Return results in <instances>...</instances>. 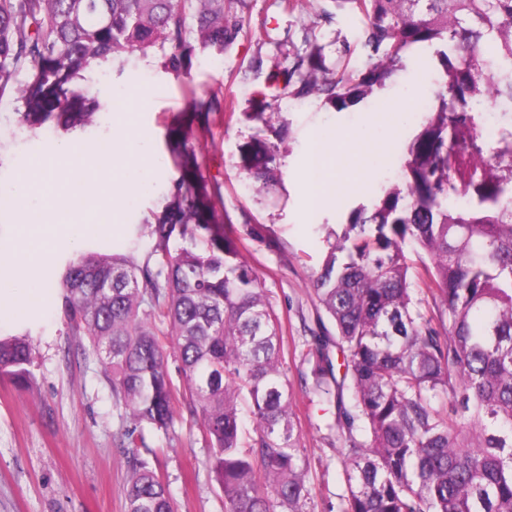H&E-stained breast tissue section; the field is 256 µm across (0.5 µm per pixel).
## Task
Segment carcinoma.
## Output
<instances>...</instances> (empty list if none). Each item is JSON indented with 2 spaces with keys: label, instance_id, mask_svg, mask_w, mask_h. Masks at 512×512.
Instances as JSON below:
<instances>
[{
  "label": "carcinoma",
  "instance_id": "1",
  "mask_svg": "<svg viewBox=\"0 0 512 512\" xmlns=\"http://www.w3.org/2000/svg\"><path fill=\"white\" fill-rule=\"evenodd\" d=\"M330 2L364 17L362 43L377 61L334 74L311 42L290 67L269 73L280 94L322 97L341 111L384 85L410 51L444 46L438 104L410 143L401 184L350 213L315 279L336 336L313 337L305 360L317 404L336 407L347 486L339 512H512V124L490 153L481 132L485 102H512V0ZM243 7L0 0V98L14 97L30 130L89 127L98 103L81 84L86 73L156 47L164 68L179 72L195 49L220 51L245 34ZM272 114L263 96L249 117L268 124ZM190 138L189 122L170 129L182 180L155 218L157 270L123 254L83 253L62 276V305L134 422L123 451L125 512H173L143 426L168 433L183 401L201 420L224 512H303L312 487L280 321L221 224V190L203 183V149ZM276 151L261 136L241 147L259 192L276 183ZM176 230L186 245L172 253ZM408 241L428 257L413 278ZM159 323L180 361L181 390ZM332 342L344 355L340 381ZM33 363L26 337L0 339L1 376L24 387Z\"/></svg>",
  "mask_w": 512,
  "mask_h": 512
}]
</instances>
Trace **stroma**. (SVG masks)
<instances>
[{"instance_id":"1","label":"stroma","mask_w":512,"mask_h":512,"mask_svg":"<svg viewBox=\"0 0 512 512\" xmlns=\"http://www.w3.org/2000/svg\"><path fill=\"white\" fill-rule=\"evenodd\" d=\"M323 4L309 0L306 13L299 14L285 9L281 0H246L245 36L223 52L193 56L189 68L178 73L162 67L156 48L96 67L87 92L98 103L99 121L85 129L47 137L45 130L21 127L15 101L0 99V268L26 262L19 227L36 220L44 207L40 181L18 186V173L31 159L52 156L67 143L104 151L119 138L151 156L140 189L115 197L103 223L87 225L75 247L52 248L38 259L36 276L44 288L40 301L21 310L17 293L0 294V336L27 335L34 348L27 388L0 377V512H125L129 473L122 441L132 423L115 403L101 360L75 336L58 298L60 281L67 264L84 252L125 254L140 263L151 257L155 217L181 179L167 148L169 129L184 122L192 97L216 88L235 110L195 118L191 141L207 148L204 180L220 187L224 216L281 321L284 369L313 487L305 512H336L346 490L342 443L329 428L333 413L309 401L301 378L308 370L301 359L306 340L335 333L313 282L350 210L398 183L409 145L440 83L437 49L431 46L409 53L385 86L341 111L317 98L276 96L268 81L272 65L305 49L306 37L321 45L328 68H335L346 51L355 67L369 65L360 41L362 16L340 13L328 21L320 15ZM258 31L263 40L255 39ZM261 93L272 98L273 127L287 130L275 156L278 183L267 193L254 190L240 158L246 142L272 135V127L249 117ZM400 99L410 100L411 108L395 120L391 106ZM355 131L373 147L362 174L352 176L346 158L338 157L337 175L351 183L337 188L317 216H309L305 172L313 146L341 143ZM145 436L148 447L160 451L156 468L175 512H224L207 465L209 450L189 416L178 419L170 435L149 430Z\"/></svg>"}]
</instances>
